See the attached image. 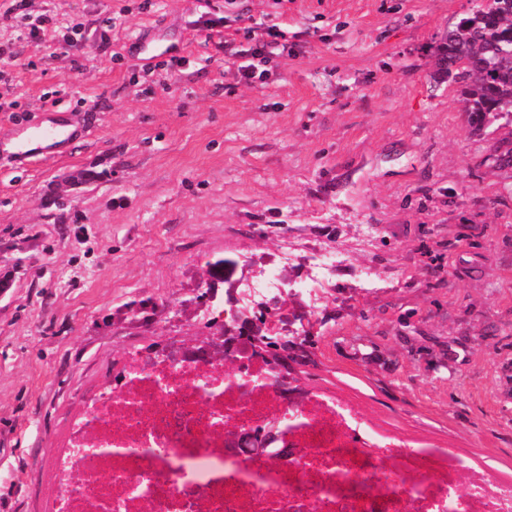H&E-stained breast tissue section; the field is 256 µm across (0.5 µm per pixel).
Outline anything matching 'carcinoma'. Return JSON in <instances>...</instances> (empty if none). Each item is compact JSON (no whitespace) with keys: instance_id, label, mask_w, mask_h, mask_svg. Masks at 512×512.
I'll return each instance as SVG.
<instances>
[{"instance_id":"1","label":"carcinoma","mask_w":512,"mask_h":512,"mask_svg":"<svg viewBox=\"0 0 512 512\" xmlns=\"http://www.w3.org/2000/svg\"><path fill=\"white\" fill-rule=\"evenodd\" d=\"M435 76L459 85L469 124L512 120V0L476 3L434 46Z\"/></svg>"}]
</instances>
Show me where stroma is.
<instances>
[{
    "instance_id": "1",
    "label": "stroma",
    "mask_w": 512,
    "mask_h": 512,
    "mask_svg": "<svg viewBox=\"0 0 512 512\" xmlns=\"http://www.w3.org/2000/svg\"><path fill=\"white\" fill-rule=\"evenodd\" d=\"M471 6L29 0L0 24V512H53L48 463L119 360L201 343L206 287L246 307L316 246L348 260L279 303L293 386L512 475V121L473 130L430 57ZM43 13L76 48L27 37ZM270 27L289 55L244 83L222 45ZM58 119L55 159L4 150Z\"/></svg>"
}]
</instances>
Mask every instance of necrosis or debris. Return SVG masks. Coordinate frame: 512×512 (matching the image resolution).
I'll return each instance as SVG.
<instances>
[{"label":"necrosis or debris","instance_id":"obj_1","mask_svg":"<svg viewBox=\"0 0 512 512\" xmlns=\"http://www.w3.org/2000/svg\"><path fill=\"white\" fill-rule=\"evenodd\" d=\"M233 377L180 345L135 351L51 462L54 512H512V479L449 448L407 447L325 390L286 400L287 363L234 342ZM290 428L282 459L246 432Z\"/></svg>","mask_w":512,"mask_h":512}]
</instances>
